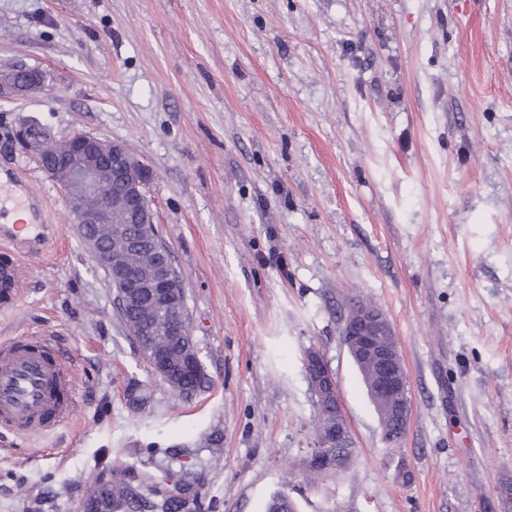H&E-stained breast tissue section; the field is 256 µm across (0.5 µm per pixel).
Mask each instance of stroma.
Listing matches in <instances>:
<instances>
[{"mask_svg":"<svg viewBox=\"0 0 512 512\" xmlns=\"http://www.w3.org/2000/svg\"><path fill=\"white\" fill-rule=\"evenodd\" d=\"M0 124L123 142L151 170L208 382L155 375L58 185L0 134L66 248L31 256L0 342L77 356V404L0 435V512H82L99 456L199 483L202 512H512V0H0ZM390 321L410 419L386 442L341 336ZM330 365L353 436L310 480ZM20 70L1 71L0 72V98H10L13 96L28 95L40 93L43 90L41 75L35 70H29L32 78L29 82L23 83L16 78ZM21 79L26 78V74H18Z\"/></svg>","mask_w":512,"mask_h":512,"instance_id":"obj_1","label":"stroma"}]
</instances>
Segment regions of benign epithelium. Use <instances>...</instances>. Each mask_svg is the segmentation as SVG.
Instances as JSON below:
<instances>
[{
  "label": "benign epithelium",
  "instance_id": "1",
  "mask_svg": "<svg viewBox=\"0 0 512 512\" xmlns=\"http://www.w3.org/2000/svg\"><path fill=\"white\" fill-rule=\"evenodd\" d=\"M18 70L0 72V98L39 93L43 82L39 72L30 71L31 79L24 83L16 78ZM11 139L20 152L31 158L48 176H53V165L43 155L45 144L62 141L67 148L63 179L59 182L68 201L77 231L95 262L108 270L117 284L116 299L120 308L137 304L149 310L166 311L169 319L165 327L168 344L181 346L189 336L188 319L183 304L185 289L180 272L174 265L171 251L165 243L154 244L151 274L143 276L140 270L122 262V256L141 250L143 239L129 231L112 234L111 246L87 233L93 226H112V207L105 197L110 183L124 189L125 203L130 214L154 216L149 199L152 181L150 169L135 159L120 141L104 143L103 138L74 132L59 136L37 123L20 120ZM342 337L355 364L366 360L370 367L363 382L372 404L394 401L393 412L399 435L389 437L394 442L404 433L409 417L407 375L398 343L390 322L377 308L353 306L345 318ZM158 376L173 390L181 387L167 375L169 359L163 353L155 355ZM305 369L319 410L329 409L327 424L319 432L315 462L323 468H340L341 456L327 454L328 448L350 447L352 436L343 412L336 380L329 364L319 351L310 349L305 354Z\"/></svg>",
  "mask_w": 512,
  "mask_h": 512
}]
</instances>
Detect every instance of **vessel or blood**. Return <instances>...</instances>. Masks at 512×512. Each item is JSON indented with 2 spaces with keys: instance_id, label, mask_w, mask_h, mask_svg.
<instances>
[{
  "instance_id": "b4317fda",
  "label": "vessel or blood",
  "mask_w": 512,
  "mask_h": 512,
  "mask_svg": "<svg viewBox=\"0 0 512 512\" xmlns=\"http://www.w3.org/2000/svg\"><path fill=\"white\" fill-rule=\"evenodd\" d=\"M9 189L11 204L0 201V306L11 307L27 288L25 260L43 251L54 235L43 219L42 202L27 180L0 173V190ZM25 212L22 221L11 211ZM72 356L53 339L26 338L0 346V432L24 437L54 431L74 408Z\"/></svg>"
}]
</instances>
